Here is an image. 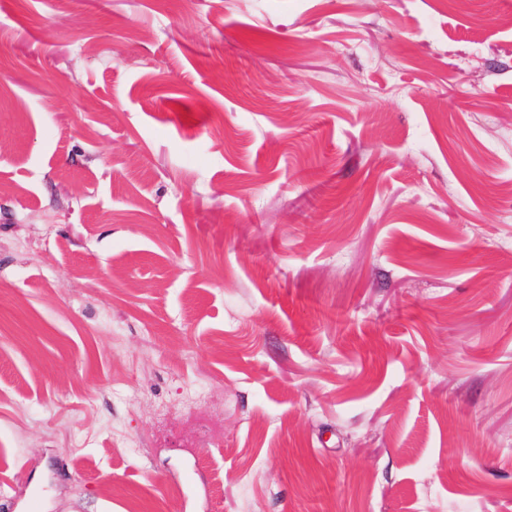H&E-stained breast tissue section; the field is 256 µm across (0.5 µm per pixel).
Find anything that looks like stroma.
Returning a JSON list of instances; mask_svg holds the SVG:
<instances>
[{
	"label": "stroma",
	"mask_w": 512,
	"mask_h": 512,
	"mask_svg": "<svg viewBox=\"0 0 512 512\" xmlns=\"http://www.w3.org/2000/svg\"><path fill=\"white\" fill-rule=\"evenodd\" d=\"M508 16L0 0V512H512Z\"/></svg>",
	"instance_id": "stroma-1"
}]
</instances>
